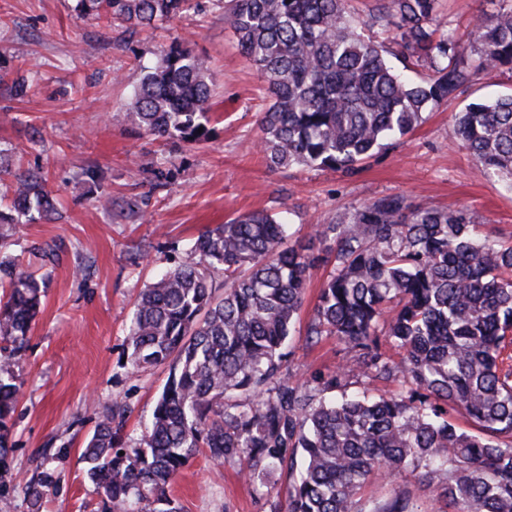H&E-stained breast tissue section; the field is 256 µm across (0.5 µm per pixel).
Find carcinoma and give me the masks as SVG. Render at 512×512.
<instances>
[{
    "label": "carcinoma",
    "instance_id": "obj_1",
    "mask_svg": "<svg viewBox=\"0 0 512 512\" xmlns=\"http://www.w3.org/2000/svg\"><path fill=\"white\" fill-rule=\"evenodd\" d=\"M188 0H76L86 16L126 29L153 27ZM439 0H376L364 18L348 0H215L241 52L267 82L260 148L269 166L353 174L464 92L480 73L512 69V6L484 16L465 47ZM391 30L389 48L364 30ZM397 59L402 68L390 63ZM208 61L176 41L151 66L127 115L158 138H209ZM203 132H198V129ZM455 133L481 171L512 188V94L467 104ZM17 217L50 221L56 201L35 174L13 183ZM279 215L253 211L196 237V261L166 270L139 295L125 366L168 365L140 442L127 444L125 409L112 407L81 459L101 512H181L168 488L200 449L219 464L250 461L248 477L297 471L284 512H425L404 490L365 500L371 482L414 474L450 512H512V243L480 229L465 210L381 197L306 244H286ZM330 239L306 344L334 336L346 365L317 383L292 380L285 349L311 270L313 241ZM224 274V296L212 274ZM0 459L8 453L17 387L10 367L42 306L37 278L0 261ZM399 350L395 360L383 345ZM394 380L389 396H347L351 377ZM470 429L449 421L450 412ZM124 455H119V452ZM60 480L44 470L25 488L41 512Z\"/></svg>",
    "mask_w": 512,
    "mask_h": 512
}]
</instances>
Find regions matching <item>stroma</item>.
Segmentation results:
<instances>
[{
  "instance_id": "stroma-1",
  "label": "stroma",
  "mask_w": 512,
  "mask_h": 512,
  "mask_svg": "<svg viewBox=\"0 0 512 512\" xmlns=\"http://www.w3.org/2000/svg\"><path fill=\"white\" fill-rule=\"evenodd\" d=\"M75 4L0 0V72H15L25 61L38 70L24 98L0 84V152L16 173L41 175L61 203L52 221L0 227V260L45 281L41 311L11 366L19 397L13 450L0 468V512H28L24 487L46 469L60 480L42 512H100L80 458L84 441L118 403L128 410L127 437L138 445L168 374L163 366L133 372L122 365L135 302L161 269L191 261L205 226L252 211L284 212L295 239L305 242L316 225L399 194L414 206L467 210L484 231L512 239V190L483 175L454 132L466 104L512 91V71L478 75L356 174L272 168L258 149L268 104L264 81L213 0H190L176 18L131 36L120 25L79 16ZM501 4L441 0L439 11L466 45L477 20ZM176 41L210 62L212 134L205 142L158 138L125 117L144 67ZM46 246L55 250V262L43 260ZM328 272L325 265L313 270L291 340L290 371L303 381L331 374L347 357L332 337L305 344ZM247 466L244 459L222 466L197 455L170 494L183 512H274L286 500L288 470L249 481L242 475ZM399 489L426 512L447 510L436 489L413 476L368 494L383 500Z\"/></svg>"
}]
</instances>
